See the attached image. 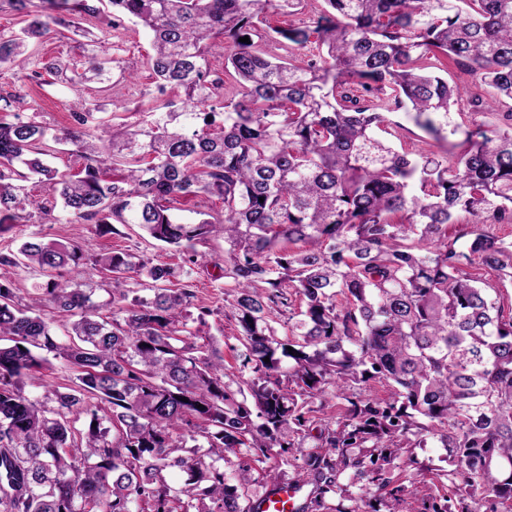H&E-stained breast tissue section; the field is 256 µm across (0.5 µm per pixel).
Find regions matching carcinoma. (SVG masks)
Segmentation results:
<instances>
[{
  "mask_svg": "<svg viewBox=\"0 0 512 512\" xmlns=\"http://www.w3.org/2000/svg\"><path fill=\"white\" fill-rule=\"evenodd\" d=\"M323 2L314 27L267 30L268 11L295 0H0L21 24L0 34V67L76 88L87 76L73 63L26 73L28 46L110 9L150 37L158 92L137 124L110 131L100 104L80 100L60 134L0 95V234L31 222L20 182L32 175L52 191L40 212L100 236L133 224L181 256L37 235L0 253V266L44 278L28 304L0 281V512H259L251 466L227 471L229 456L274 460L277 486L309 440L295 483L312 490L297 512H397L398 451L430 436L460 483L426 512L512 507V311L464 270L475 256L512 279V243L486 230L512 223V113L505 127L458 122L462 90L437 67L443 55L488 88L477 110L512 102V0ZM274 40L286 55L268 52ZM313 42L325 53L299 57ZM113 63L91 71L115 97ZM399 111L434 149L380 136L402 127L389 119ZM52 142L76 146L80 166L47 164ZM211 199L222 208L183 221ZM462 213L458 247L448 225ZM212 235L247 377L196 342L191 271ZM44 308L73 317L66 342ZM49 354L71 385L40 382ZM327 398L340 412L315 415ZM348 471L365 481L357 495Z\"/></svg>",
  "mask_w": 512,
  "mask_h": 512,
  "instance_id": "carcinoma-1",
  "label": "carcinoma"
}]
</instances>
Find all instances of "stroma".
<instances>
[{"instance_id":"stroma-1","label":"stroma","mask_w":512,"mask_h":512,"mask_svg":"<svg viewBox=\"0 0 512 512\" xmlns=\"http://www.w3.org/2000/svg\"><path fill=\"white\" fill-rule=\"evenodd\" d=\"M96 35L95 45H86L82 36L67 34L60 36L52 32L41 41L35 42L33 51L36 59L63 58L77 62L79 70L90 69L94 59H114L120 68L134 73L135 78L127 82L119 96L100 92L98 83L87 82L81 87L85 98L100 102V117L108 124H135L140 115L138 108L147 103L157 93L156 83L146 63L151 51L146 34L131 21L110 22L108 16L88 21ZM11 92L21 95L22 117H36L54 129L60 130L69 125L74 94L59 85L37 87L11 70L0 68V93ZM39 234L48 240L78 243L86 249L100 251L116 248L129 250L139 255L167 263L179 262V255L173 250L154 241H145L136 230L121 227L119 233L103 237L97 236L90 224H65L43 215H36L33 223L16 225L9 233L0 235V253L16 251L20 244L32 234ZM198 264L192 275L194 298L192 313L206 311V324L200 334L203 339H214L222 351L224 365L228 372L238 373L243 350L238 340V326L234 318L228 317L223 280L212 262L224 251V241L210 237L197 244ZM396 476L405 485L417 487L418 495L406 498L400 506L401 512H424V502L428 496L444 493L449 485L446 474L450 466L445 451L435 440H428L421 448H404L397 461Z\"/></svg>"}]
</instances>
